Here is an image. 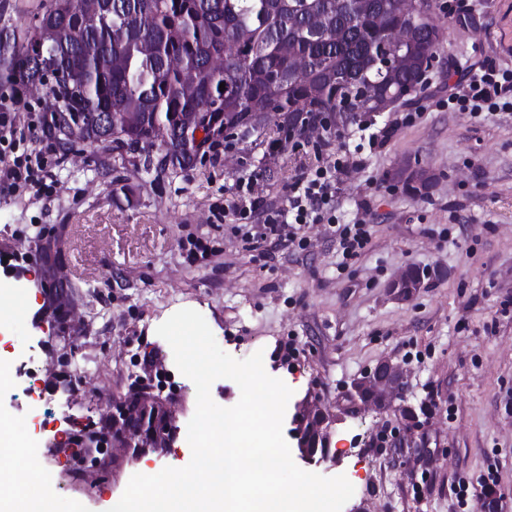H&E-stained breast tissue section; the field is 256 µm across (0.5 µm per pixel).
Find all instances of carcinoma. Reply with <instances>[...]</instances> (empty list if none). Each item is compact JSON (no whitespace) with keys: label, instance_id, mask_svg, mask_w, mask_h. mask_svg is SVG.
<instances>
[{"label":"carcinoma","instance_id":"obj_1","mask_svg":"<svg viewBox=\"0 0 512 512\" xmlns=\"http://www.w3.org/2000/svg\"><path fill=\"white\" fill-rule=\"evenodd\" d=\"M420 21L411 23L407 2ZM93 13L82 0H47L23 35L0 36V69L15 86L46 85L53 100L78 108L81 124L58 139L68 148L107 142L94 114L133 113L124 138L137 141L159 123L206 126L204 99L224 94V121L248 127L272 112L290 124L307 112H383L408 100L407 86L442 42L433 0H364L351 11L337 0H120ZM398 55L395 74L373 63L377 49ZM309 60L295 72L288 53ZM225 91H220V84ZM174 170L204 142L169 138ZM406 189L421 195L430 176L414 170Z\"/></svg>","mask_w":512,"mask_h":512}]
</instances>
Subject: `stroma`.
Wrapping results in <instances>:
<instances>
[{
	"mask_svg": "<svg viewBox=\"0 0 512 512\" xmlns=\"http://www.w3.org/2000/svg\"><path fill=\"white\" fill-rule=\"evenodd\" d=\"M432 21L444 41L417 95L360 114L344 138L331 116L290 140L272 114L174 174L145 171L141 151L120 159L77 143L48 167L49 195L0 188V254L28 258L23 293L0 301V335L19 346L40 336L37 385L73 405L63 440L91 431L111 439L113 402L144 386L193 416L195 386L156 333L191 308L234 358L263 351L266 372L293 391L290 415L305 401L337 411L384 360L408 370L414 422L393 410L345 417L329 461L310 467L351 482L342 512H480L479 478L491 470L512 512V114L448 103L449 68L476 59L512 68V0H435ZM50 104L44 87L19 93L0 82V113L35 131ZM399 112L417 118L374 147ZM277 140L285 147L270 155ZM325 140L358 161L336 185L332 214L339 224L366 216L365 249L341 265L328 225L307 224L306 249L247 250L224 216L239 186L253 182L257 196L281 205ZM405 169L428 172L426 195L405 189ZM198 238L210 250L192 262ZM408 268L430 276L396 298L389 284ZM47 461L64 481L37 483L32 497L52 512H109L135 469L109 447L87 468L56 445L0 467ZM462 477L471 485L459 497Z\"/></svg>",
	"mask_w": 512,
	"mask_h": 512,
	"instance_id": "obj_1",
	"label": "stroma"
}]
</instances>
